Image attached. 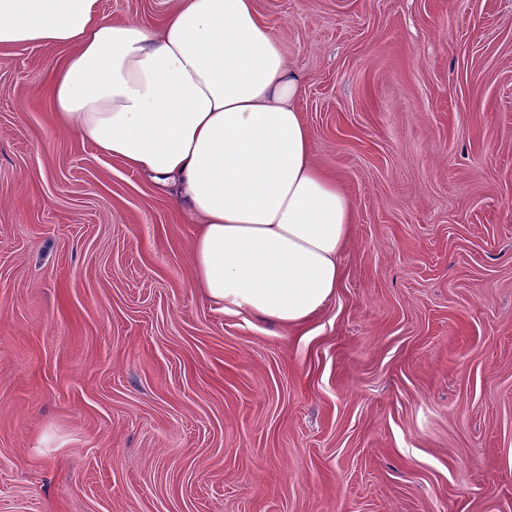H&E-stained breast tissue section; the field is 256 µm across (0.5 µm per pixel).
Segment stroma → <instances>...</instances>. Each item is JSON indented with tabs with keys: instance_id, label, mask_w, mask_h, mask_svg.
Masks as SVG:
<instances>
[{
	"instance_id": "obj_1",
	"label": "stroma",
	"mask_w": 512,
	"mask_h": 512,
	"mask_svg": "<svg viewBox=\"0 0 512 512\" xmlns=\"http://www.w3.org/2000/svg\"><path fill=\"white\" fill-rule=\"evenodd\" d=\"M257 9L353 206L301 328L205 303L194 225L55 123L58 50L0 51V512H512V0Z\"/></svg>"
}]
</instances>
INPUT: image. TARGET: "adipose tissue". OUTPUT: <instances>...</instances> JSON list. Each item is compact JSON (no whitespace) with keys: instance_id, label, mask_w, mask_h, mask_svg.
I'll use <instances>...</instances> for the list:
<instances>
[{"instance_id":"adipose-tissue-1","label":"adipose tissue","mask_w":512,"mask_h":512,"mask_svg":"<svg viewBox=\"0 0 512 512\" xmlns=\"http://www.w3.org/2000/svg\"><path fill=\"white\" fill-rule=\"evenodd\" d=\"M32 44L65 51L59 126L196 224L205 300L298 327L335 297L352 206L314 160L303 78L256 0H175L155 27L109 21L97 0H0V48Z\"/></svg>"}]
</instances>
